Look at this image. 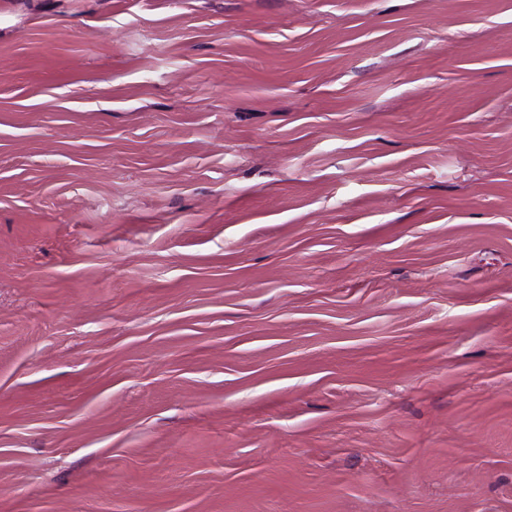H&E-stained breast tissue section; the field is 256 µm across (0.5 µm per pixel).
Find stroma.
Segmentation results:
<instances>
[{"instance_id":"35a3bbf8","label":"stroma","mask_w":512,"mask_h":512,"mask_svg":"<svg viewBox=\"0 0 512 512\" xmlns=\"http://www.w3.org/2000/svg\"><path fill=\"white\" fill-rule=\"evenodd\" d=\"M0 512H512V0H0Z\"/></svg>"}]
</instances>
